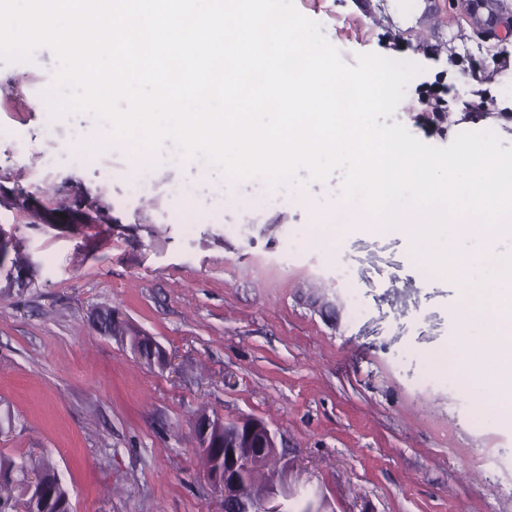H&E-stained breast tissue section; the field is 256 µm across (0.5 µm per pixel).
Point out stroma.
<instances>
[{
    "mask_svg": "<svg viewBox=\"0 0 512 512\" xmlns=\"http://www.w3.org/2000/svg\"><path fill=\"white\" fill-rule=\"evenodd\" d=\"M294 3L346 64L418 66L393 119L423 143L491 130L512 146V39L490 56L470 24L449 27L448 0H422L403 28L391 0ZM57 68L46 46L0 59V247L18 278L0 287V458L49 460L72 512H224L194 439L205 413L265 423L300 504L512 512V416L448 361L452 280L423 276L398 233L345 227L338 172L234 179L168 141L133 176L130 140L40 108ZM19 192L37 212L10 204ZM191 208L211 221L179 223ZM99 308L170 365L101 331ZM147 342L152 350L151 362L157 363L160 367H164L169 362V357L166 351L150 336H134L130 344L132 351L139 358L142 359L141 348L144 343ZM149 352L146 351L144 354V360L147 363H151L149 360Z\"/></svg>",
    "mask_w": 512,
    "mask_h": 512,
    "instance_id": "1",
    "label": "stroma"
}]
</instances>
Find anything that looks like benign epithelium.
<instances>
[{
    "mask_svg": "<svg viewBox=\"0 0 512 512\" xmlns=\"http://www.w3.org/2000/svg\"><path fill=\"white\" fill-rule=\"evenodd\" d=\"M149 344L152 350L151 362L164 367L169 362L166 351L149 336L132 338L131 349L141 356V348ZM194 436L200 449L220 448L222 452L212 461L209 471L212 484L224 493L225 512H285V502L294 497L286 476L270 486L259 504L244 498L241 488L268 457L276 454L274 437L268 427L257 419H243L227 423L221 417L203 414L196 422ZM28 493L33 495L31 504L46 507L50 503L47 490L39 481H28Z\"/></svg>",
    "mask_w": 512,
    "mask_h": 512,
    "instance_id": "1",
    "label": "benign epithelium"
}]
</instances>
